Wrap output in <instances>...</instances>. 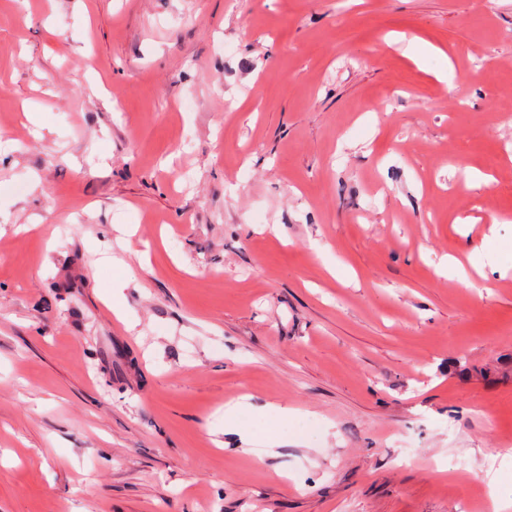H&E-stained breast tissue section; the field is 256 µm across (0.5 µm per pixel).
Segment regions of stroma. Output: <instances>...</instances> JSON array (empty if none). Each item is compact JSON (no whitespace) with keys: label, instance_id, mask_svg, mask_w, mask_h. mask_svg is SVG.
I'll use <instances>...</instances> for the list:
<instances>
[{"label":"stroma","instance_id":"stroma-1","mask_svg":"<svg viewBox=\"0 0 512 512\" xmlns=\"http://www.w3.org/2000/svg\"><path fill=\"white\" fill-rule=\"evenodd\" d=\"M507 243L512 0H0V512H512Z\"/></svg>","mask_w":512,"mask_h":512}]
</instances>
